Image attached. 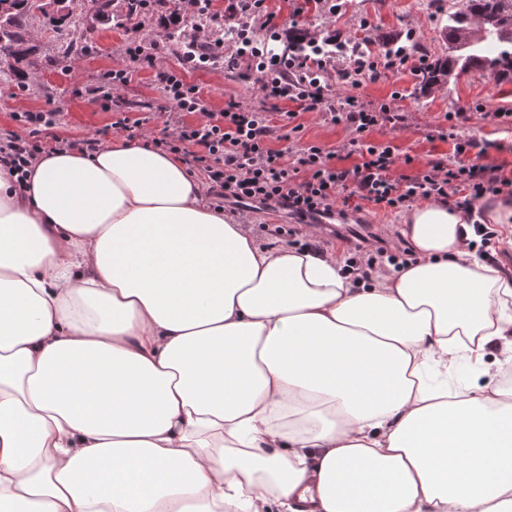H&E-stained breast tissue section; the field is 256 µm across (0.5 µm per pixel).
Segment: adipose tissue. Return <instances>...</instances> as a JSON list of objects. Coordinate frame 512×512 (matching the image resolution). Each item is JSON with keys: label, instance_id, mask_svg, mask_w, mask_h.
Returning <instances> with one entry per match:
<instances>
[{"label": "adipose tissue", "instance_id": "obj_1", "mask_svg": "<svg viewBox=\"0 0 512 512\" xmlns=\"http://www.w3.org/2000/svg\"><path fill=\"white\" fill-rule=\"evenodd\" d=\"M476 220L512 244V200H428L361 281L148 143L0 165V512H512V271Z\"/></svg>", "mask_w": 512, "mask_h": 512}]
</instances>
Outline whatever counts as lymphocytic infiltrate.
<instances>
[{
    "mask_svg": "<svg viewBox=\"0 0 512 512\" xmlns=\"http://www.w3.org/2000/svg\"><path fill=\"white\" fill-rule=\"evenodd\" d=\"M156 0H145L130 22L142 31L141 39L127 44L125 67L104 74L96 88L104 101L116 99L136 69L155 68L161 45L143 29ZM173 15L191 21L174 50L177 68L156 70L157 80L170 111L205 113L194 125L168 120L158 146L181 154L188 170L201 171L213 195L215 208L225 202L245 207L271 205L302 224L331 219L337 206L362 210L371 205L394 211L420 199H436L458 208H469L488 196H512V175L489 161L485 145L469 138H450L437 128L439 139H453L455 154L473 153L470 164L438 158L419 175H393L395 146L377 145L370 134L379 127H404L405 113L391 104L369 107L355 94L363 81H375L394 71L431 70L428 58L415 56L408 46L392 42L384 55L373 56L335 35L281 32L278 12L267 0H225L215 11L213 0H169ZM268 39L255 41L254 30ZM221 68L237 80L252 84L266 105L255 109L229 99L223 111L206 112L189 73ZM313 112L332 125H344L348 145L360 163L336 166V150L305 140L302 114ZM27 136L0 137V163L22 172L42 152L45 139L57 124L53 112H22L17 116ZM288 140L286 149L276 141Z\"/></svg>",
    "mask_w": 512,
    "mask_h": 512,
    "instance_id": "lymphocytic-infiltrate-1",
    "label": "lymphocytic infiltrate"
}]
</instances>
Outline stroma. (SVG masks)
Listing matches in <instances>:
<instances>
[{
    "instance_id": "35a3bbf8",
    "label": "stroma",
    "mask_w": 512,
    "mask_h": 512,
    "mask_svg": "<svg viewBox=\"0 0 512 512\" xmlns=\"http://www.w3.org/2000/svg\"><path fill=\"white\" fill-rule=\"evenodd\" d=\"M456 5L457 0H346L335 26L344 38L369 41L375 53L383 52L389 41L412 31L416 34L414 54L442 60L448 56L444 27ZM69 21L62 11H34L23 16L22 24L34 51L28 61L0 64V133L25 135V127L16 119L18 113L52 111L58 115L54 133L63 139L93 136L106 144L126 139L125 131L112 127L124 115L146 119L147 130L153 137H160L167 102L155 72L174 66V58L162 56L156 69L135 72L120 101L97 100L95 89L101 77L123 65V50L133 33L127 26L92 23L84 33L89 51L79 56V66L73 69L58 50L59 44L71 35ZM187 80L200 88L210 112L223 111L225 102L232 98L255 107L263 104L252 85L229 78L220 69L194 72ZM357 94L365 102L393 104L407 115L405 127H382L370 135L372 142L391 144L399 155L410 156V164L394 166V175H414L423 172L431 159L455 156L452 140L430 136L447 119L458 126L461 135L487 143L490 160L504 170L512 169V131L491 117L493 111L512 110V76L497 79L482 69L457 68L451 76L428 83L422 76L395 72L377 82L363 83ZM458 159L463 164L471 161L466 154ZM224 212L245 213L263 244L289 245L294 241L295 235L274 231L275 226L288 222L283 211L261 205L242 211L229 204ZM399 219V213L368 207L336 219L330 231L322 232L320 238L325 249L340 253L357 243L362 237L360 226L368 225L372 228L365 236L368 242L382 239L394 247L398 244Z\"/></svg>"
}]
</instances>
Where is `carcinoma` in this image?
<instances>
[{
    "label": "carcinoma",
    "instance_id": "obj_1",
    "mask_svg": "<svg viewBox=\"0 0 512 512\" xmlns=\"http://www.w3.org/2000/svg\"><path fill=\"white\" fill-rule=\"evenodd\" d=\"M86 16L96 22L116 21L133 14L138 0H89ZM31 12L24 0H0V41L13 49V58L28 55L21 17ZM448 42L458 55L446 62V72L455 67L481 66L498 75L512 72V0H465V8L448 14Z\"/></svg>",
    "mask_w": 512,
    "mask_h": 512
}]
</instances>
